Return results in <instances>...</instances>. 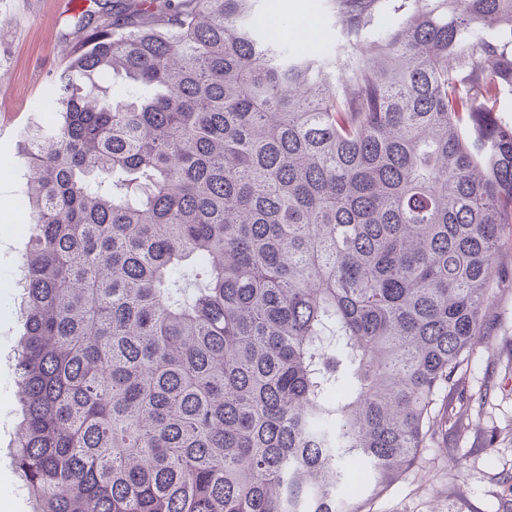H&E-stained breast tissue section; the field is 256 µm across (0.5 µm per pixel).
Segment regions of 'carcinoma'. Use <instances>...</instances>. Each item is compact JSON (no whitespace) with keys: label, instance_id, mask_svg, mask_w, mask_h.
<instances>
[{"label":"carcinoma","instance_id":"obj_1","mask_svg":"<svg viewBox=\"0 0 512 512\" xmlns=\"http://www.w3.org/2000/svg\"><path fill=\"white\" fill-rule=\"evenodd\" d=\"M255 2L78 20L25 133L35 512H362L487 336L512 0H416L370 55L382 0H334L339 82Z\"/></svg>","mask_w":512,"mask_h":512}]
</instances>
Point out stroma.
<instances>
[{"label":"stroma","mask_w":512,"mask_h":512,"mask_svg":"<svg viewBox=\"0 0 512 512\" xmlns=\"http://www.w3.org/2000/svg\"><path fill=\"white\" fill-rule=\"evenodd\" d=\"M272 3L285 37L294 38L295 21H308L341 72L329 0H259L258 8ZM81 37L67 0H0V512L33 508L9 455L20 399L12 371L22 332L17 270L31 244L21 133L42 118L47 85L64 66L61 49ZM501 265L505 276L487 307L492 333L458 374L447 423L402 479L365 493V512H512V238L503 241Z\"/></svg>","instance_id":"35a3bbf8"}]
</instances>
